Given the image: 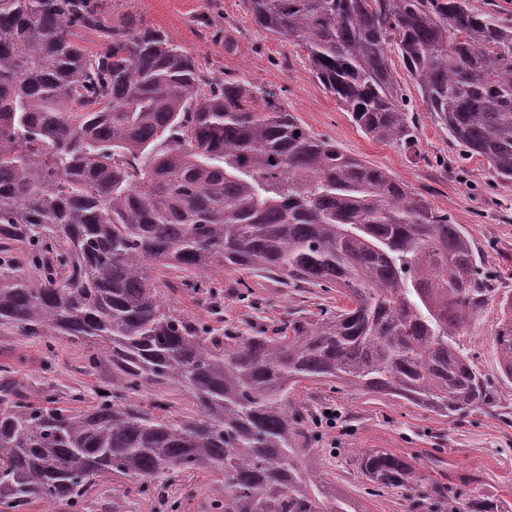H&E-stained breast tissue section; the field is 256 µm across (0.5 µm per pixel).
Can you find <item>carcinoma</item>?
I'll return each mask as SVG.
<instances>
[{
	"label": "carcinoma",
	"instance_id": "carcinoma-1",
	"mask_svg": "<svg viewBox=\"0 0 512 512\" xmlns=\"http://www.w3.org/2000/svg\"><path fill=\"white\" fill-rule=\"evenodd\" d=\"M262 30L302 46L312 76L367 136L418 152L391 55L426 111L512 181V23L472 0H244ZM108 0H0V331L88 347L112 364L84 409L0 385V512L76 506L112 473L155 491L176 473L224 483L216 512H358L316 464L308 382L453 421L497 409L462 337L485 296L473 245L389 172L312 135L240 83L203 79ZM98 33L94 49L80 40ZM263 272L346 299L239 336L161 293L206 295L207 272ZM492 346L512 383V298ZM154 391L151 409L137 405ZM188 396L172 411L170 393ZM378 488L461 512L406 456L360 454Z\"/></svg>",
	"mask_w": 512,
	"mask_h": 512
}]
</instances>
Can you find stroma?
<instances>
[{"label":"stroma","mask_w":512,"mask_h":512,"mask_svg":"<svg viewBox=\"0 0 512 512\" xmlns=\"http://www.w3.org/2000/svg\"><path fill=\"white\" fill-rule=\"evenodd\" d=\"M136 19L164 31L189 51L205 76L270 92L313 135L388 171L435 209L448 212L468 233L491 272L493 292L476 311L463 341L507 416L481 410L450 422L410 406L326 386H300L294 396L340 411L339 430L319 434L317 462L361 512H417L404 491L374 487L358 472L355 458L369 448L413 452L421 474L434 481L443 475L433 467V459L452 461L454 468L445 475L449 482L475 476L467 487L468 498L488 504L491 512H512V384L501 381L491 344L501 294L512 292V182L496 180L479 159L465 156L449 139L426 112L402 65L394 70L418 124L415 155L361 132L345 107L312 77L305 52L256 27L244 0H111L110 23ZM229 39L235 46L228 51L224 43ZM246 282L256 302L238 297L236 276L229 272L214 298L182 288L166 292L165 298L172 307L208 322L214 319V309H221L225 326L243 335L260 324L298 320L320 305L336 303L335 295L296 288L272 276H250ZM82 355L81 349L66 344L50 353L42 341L6 331L0 333V382L8 381L29 399L50 385L61 404H70L76 394L88 402L100 384L111 380L112 367L104 361L94 373H86ZM221 493L220 483L205 471L169 479L161 501L140 493L134 480L106 474L87 486L82 512H207L209 501Z\"/></svg>","instance_id":"1"}]
</instances>
